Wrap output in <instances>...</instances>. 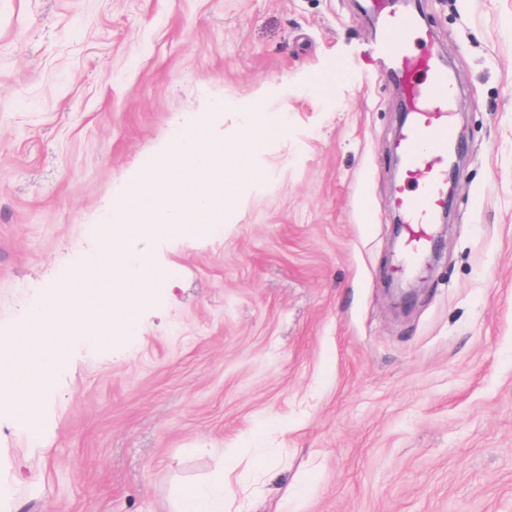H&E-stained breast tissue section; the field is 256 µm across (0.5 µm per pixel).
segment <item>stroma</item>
Returning <instances> with one entry per match:
<instances>
[{
  "label": "stroma",
  "mask_w": 512,
  "mask_h": 512,
  "mask_svg": "<svg viewBox=\"0 0 512 512\" xmlns=\"http://www.w3.org/2000/svg\"><path fill=\"white\" fill-rule=\"evenodd\" d=\"M464 139L436 259L402 268L398 81L366 0H0V327L144 160L251 110L217 232L144 242L134 334L80 343L35 418L0 409V512H512V0H421ZM410 282L402 308L392 292ZM227 467L224 463L222 476L214 487L186 490L178 500L176 512H224V503L236 494L235 486L226 480Z\"/></svg>",
  "instance_id": "stroma-1"
}]
</instances>
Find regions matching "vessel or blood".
I'll use <instances>...</instances> for the list:
<instances>
[{
    "label": "vessel or blood",
    "mask_w": 512,
    "mask_h": 512,
    "mask_svg": "<svg viewBox=\"0 0 512 512\" xmlns=\"http://www.w3.org/2000/svg\"><path fill=\"white\" fill-rule=\"evenodd\" d=\"M381 65L400 80L406 94L407 123L400 131L402 168L413 190H402L395 204L403 217L406 266H415L432 237L437 214L446 204L448 156L458 139L451 119L455 85L432 47H419L418 20L398 0H374Z\"/></svg>",
    "instance_id": "1"
}]
</instances>
